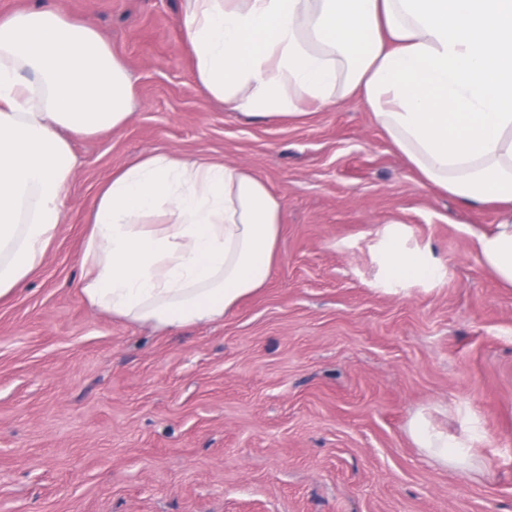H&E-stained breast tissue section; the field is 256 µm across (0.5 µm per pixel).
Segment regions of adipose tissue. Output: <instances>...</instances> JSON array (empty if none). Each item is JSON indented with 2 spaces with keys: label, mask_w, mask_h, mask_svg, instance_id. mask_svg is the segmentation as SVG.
Returning <instances> with one entry per match:
<instances>
[{
  "label": "adipose tissue",
  "mask_w": 512,
  "mask_h": 512,
  "mask_svg": "<svg viewBox=\"0 0 512 512\" xmlns=\"http://www.w3.org/2000/svg\"><path fill=\"white\" fill-rule=\"evenodd\" d=\"M181 29L206 94L267 121L306 103H363L418 172L470 206L512 214V0H182ZM135 106L123 60L58 0L0 17V299L36 271L69 197L73 140L121 127ZM282 204L236 164L144 152L100 188L79 258L92 308L179 329L223 318L263 288ZM512 286V223L477 234ZM393 279L431 257L388 238ZM413 442L467 471L471 448L423 415Z\"/></svg>",
  "instance_id": "ef3b65f1"
}]
</instances>
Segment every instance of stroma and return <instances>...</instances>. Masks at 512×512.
Masks as SVG:
<instances>
[{"instance_id":"obj_1","label":"stroma","mask_w":512,"mask_h":512,"mask_svg":"<svg viewBox=\"0 0 512 512\" xmlns=\"http://www.w3.org/2000/svg\"><path fill=\"white\" fill-rule=\"evenodd\" d=\"M125 61L136 109L73 141L42 266L0 300V512H512V287L478 256L503 221L420 180L368 108L278 123L200 88L180 0H66ZM152 149L246 166L283 205L264 288L179 330L91 310L85 218ZM397 233L431 252L386 277ZM424 413L481 471L429 462ZM426 257L406 251L394 237H387L384 262L393 279L405 280L424 275L432 266L430 254Z\"/></svg>"}]
</instances>
